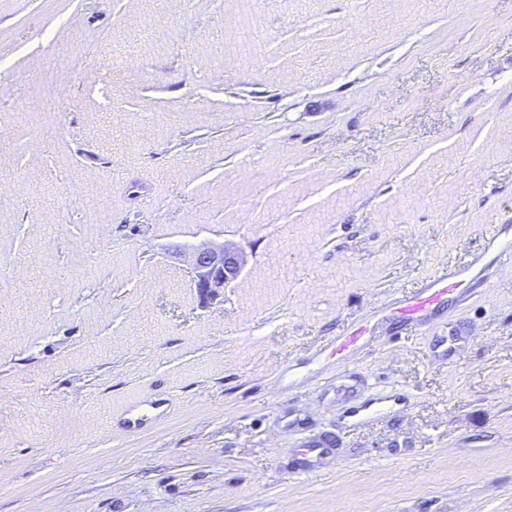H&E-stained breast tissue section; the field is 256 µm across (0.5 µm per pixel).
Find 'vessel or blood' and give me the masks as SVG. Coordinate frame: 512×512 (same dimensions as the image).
Segmentation results:
<instances>
[{"label": "vessel or blood", "instance_id": "vessel-or-blood-1", "mask_svg": "<svg viewBox=\"0 0 512 512\" xmlns=\"http://www.w3.org/2000/svg\"><path fill=\"white\" fill-rule=\"evenodd\" d=\"M495 234L498 238L496 244L498 263L512 266V225H496ZM483 285L482 279L469 276L467 266L461 264L427 279L421 288L398 301L392 315L400 324H417L436 314L448 300L466 301ZM372 338L373 331L367 325L360 322L352 324L345 335L336 339L334 352L337 362L344 364L350 361ZM356 390L357 386L353 383L346 388V393L351 396L352 402L343 415V423L349 429L380 419L402 406L405 400L404 395L394 388L382 390L377 397L364 400L356 399ZM328 453L326 443L314 439L306 441L299 450L296 461L297 472L313 473Z\"/></svg>", "mask_w": 512, "mask_h": 512}]
</instances>
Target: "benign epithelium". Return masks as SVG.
<instances>
[{"instance_id":"1","label":"benign epithelium","mask_w":512,"mask_h":512,"mask_svg":"<svg viewBox=\"0 0 512 512\" xmlns=\"http://www.w3.org/2000/svg\"><path fill=\"white\" fill-rule=\"evenodd\" d=\"M194 288L204 298L220 295L244 266L241 253L227 246H201L191 252Z\"/></svg>"}]
</instances>
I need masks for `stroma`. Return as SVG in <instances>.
I'll use <instances>...</instances> for the list:
<instances>
[{
    "label": "stroma",
    "mask_w": 512,
    "mask_h": 512,
    "mask_svg": "<svg viewBox=\"0 0 512 512\" xmlns=\"http://www.w3.org/2000/svg\"><path fill=\"white\" fill-rule=\"evenodd\" d=\"M495 224L512 0H0V512H512ZM202 244L246 259L207 300ZM464 256L354 363L409 409L342 433L331 341ZM472 261L473 258L464 264L437 273L410 296L400 299L392 311L394 319L402 325L418 324L436 314L449 299L463 302L473 296L479 288H487L482 279L476 276L467 277V267ZM328 444L317 440L306 441L299 448V458L296 461V471L303 474L313 473L320 461L329 453Z\"/></svg>",
    "instance_id": "35a3bbf8"
}]
</instances>
